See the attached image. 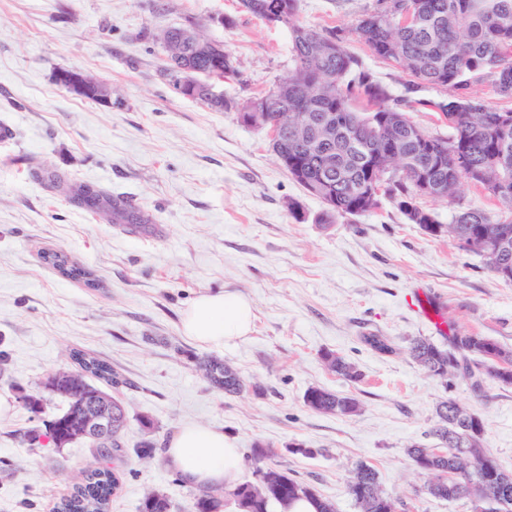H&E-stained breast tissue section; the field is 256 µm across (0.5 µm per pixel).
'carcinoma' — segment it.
<instances>
[{
  "mask_svg": "<svg viewBox=\"0 0 512 512\" xmlns=\"http://www.w3.org/2000/svg\"><path fill=\"white\" fill-rule=\"evenodd\" d=\"M300 0H239L240 8L264 19L282 9L281 25L291 40L292 66L288 74L271 88L243 103L231 97L214 103L203 94L195 100L219 112H245L254 101L263 104L268 118L283 115L288 122H301L299 113L327 112L339 114L332 140L310 136V145L290 138L280 143L288 147L286 172L304 191L320 199L325 193H336V206L326 207V216H360L378 208L375 201L366 210L360 199L368 175L381 170L390 161L381 155L384 140L397 142L403 151L395 162L397 172L390 178L387 197L394 200L411 223L422 211L416 204L419 194L414 177L421 171L434 182L448 184V198L453 199L463 182L482 187L503 208L495 222L478 208L461 209L448 224V237L466 253L465 239L471 236L501 237L508 240L506 260L512 263V109L487 102L471 90L474 79L482 74L494 77L499 93L512 98V0H400L395 8L383 0L364 9L353 30L363 39L376 58L397 64L418 84H428L453 92L451 98L435 103L448 118L451 135L446 137L448 156L441 161L431 159L429 152L417 144L422 129L401 108L390 104V91L349 51L343 31L317 29L299 18ZM410 21H402V14ZM160 40L167 52L168 70L174 89H179L178 74L188 68L205 77L225 79L238 77V68L224 45L208 39L203 33L191 40L182 28L162 32ZM71 201L98 214L102 219L125 224H139L142 217L126 198L112 196L90 184H79L70 191ZM44 259L63 276L94 285L89 272L55 252ZM409 353L414 362L429 375L448 386L458 377L470 381L472 389L482 391L491 378L512 385V350L477 334H467L458 343V333L448 337L444 348L427 338L413 341ZM328 368L350 381L360 374L354 365L331 352L322 354ZM69 366L48 374L50 392L64 399L66 408L42 425L24 432L32 448L46 445L62 451L83 440L78 404L88 396L109 399L119 425L109 438L90 441L100 465L84 469L73 477L72 491L60 499L55 512H109L112 493L120 475L112 469L114 460L127 453L122 433L127 428V411L122 400L104 387L128 385L112 365L99 356L80 349L68 352ZM198 371L211 387L227 395L243 391L245 382L239 373L223 360L208 358L198 362ZM101 385L92 383V380ZM306 405L317 412L350 416L358 409L356 399L319 386L309 387L304 395ZM438 421L429 435L440 441L439 453L415 446L408 450L413 465L428 476L426 492L438 499L457 500L468 496V484H490L493 477H508L506 490L512 494V475L503 470L491 474L486 462L497 463L484 446L483 418L450 398L437 407ZM275 450L256 448L252 466L254 481L233 489L213 488L193 497L190 512H223L224 496L231 495L241 512H270L280 505L307 499L315 512H335L334 505L321 498L316 490L298 480L274 463ZM350 496L359 512H397V500L380 486L377 472L359 463L348 484ZM140 512H172L168 496L152 491L142 500Z\"/></svg>",
  "mask_w": 512,
  "mask_h": 512,
  "instance_id": "carcinoma-1",
  "label": "carcinoma"
}]
</instances>
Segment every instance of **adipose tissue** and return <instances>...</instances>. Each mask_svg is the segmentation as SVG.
<instances>
[{
	"label": "adipose tissue",
	"mask_w": 512,
	"mask_h": 512,
	"mask_svg": "<svg viewBox=\"0 0 512 512\" xmlns=\"http://www.w3.org/2000/svg\"><path fill=\"white\" fill-rule=\"evenodd\" d=\"M255 312L250 299L221 290L200 295L182 314L184 336L211 348H222L251 333ZM167 465L199 486L233 487L241 470L235 441L222 430L198 423L181 426L163 454Z\"/></svg>",
	"instance_id": "ef3b65f1"
}]
</instances>
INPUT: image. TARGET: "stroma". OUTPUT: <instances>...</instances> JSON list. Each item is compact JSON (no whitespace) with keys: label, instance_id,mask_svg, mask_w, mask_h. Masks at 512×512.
<instances>
[{"label":"stroma","instance_id":"35a3bbf8","mask_svg":"<svg viewBox=\"0 0 512 512\" xmlns=\"http://www.w3.org/2000/svg\"><path fill=\"white\" fill-rule=\"evenodd\" d=\"M373 0H300L299 17L316 28L346 31L349 49L427 133L448 136L435 108L447 91L410 84L395 65L375 58L352 31ZM230 17L232 26L218 23ZM201 24L222 42L240 71L225 95L245 101L268 90L291 67L286 28L239 7L238 0H0V512H53L72 476L95 465L88 443L62 453L30 451L23 433L65 407L47 396L41 416L22 394L41 391L69 349L112 363L128 386L117 390L128 412L110 512H140L147 490L164 491L188 512L196 486L166 466L177 427L200 422L224 430L243 454L270 447L276 461L312 485L336 512H357L348 482L357 462L371 465L398 512H473L469 499L430 496L408 448L436 447L428 431L438 405L455 399L485 421L484 443L512 473V386L486 382L473 392L424 373L409 355L418 337L447 345L415 308L417 293L462 333L512 348V283L490 273L480 256L458 250L447 232L431 236L408 223L396 203L360 216L322 222L324 204L278 164L267 130L182 96L164 73L160 31ZM78 69L115 88L111 106L69 92L53 80ZM61 184L42 177L43 166ZM91 184L131 199L149 222L109 224L76 207L67 186ZM298 201L299 215L288 210ZM450 224L475 207L498 219L502 207L480 186L463 184L454 200H417ZM60 252L94 284L63 277L41 257ZM239 292L254 303L247 339L219 350L185 338L180 314L200 294ZM388 338L381 354L361 338ZM331 351L360 372L352 382L322 360ZM224 359L246 387L236 396L212 388L199 359ZM313 385L356 398L350 416L310 409ZM156 444L152 458L132 450Z\"/></svg>","mask_w":512,"mask_h":512}]
</instances>
